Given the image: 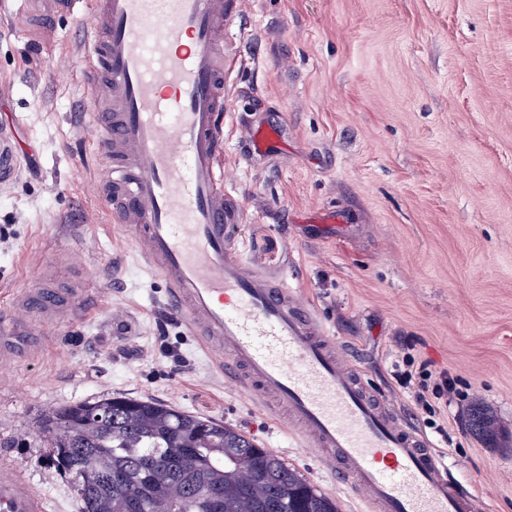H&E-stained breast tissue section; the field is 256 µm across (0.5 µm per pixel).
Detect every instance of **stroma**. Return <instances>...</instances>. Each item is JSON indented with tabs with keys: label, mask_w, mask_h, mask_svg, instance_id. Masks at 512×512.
<instances>
[{
	"label": "stroma",
	"mask_w": 512,
	"mask_h": 512,
	"mask_svg": "<svg viewBox=\"0 0 512 512\" xmlns=\"http://www.w3.org/2000/svg\"><path fill=\"white\" fill-rule=\"evenodd\" d=\"M85 18L57 15L35 51L16 0H0V304L52 267L101 297L0 376V455L51 512H80L69 478L41 463L38 425L121 394L221 421L339 512H370L297 431L225 379L113 223L84 129L95 104L82 82ZM225 49L224 186L241 213L230 248L311 304L367 389L450 458L479 512H512V0H240ZM274 120L280 141L248 155L251 129ZM69 254L80 265H65ZM116 316L131 333L113 334ZM162 326L190 369L166 358ZM402 336L418 337L416 361L460 381L445 434L393 379ZM476 409L497 442L470 433Z\"/></svg>",
	"instance_id": "1"
}]
</instances>
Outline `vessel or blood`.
I'll return each instance as SVG.
<instances>
[{
  "label": "vessel or blood",
  "instance_id": "vessel-or-blood-1",
  "mask_svg": "<svg viewBox=\"0 0 512 512\" xmlns=\"http://www.w3.org/2000/svg\"><path fill=\"white\" fill-rule=\"evenodd\" d=\"M31 27L89 8L88 132L106 160L112 220L169 288V306L226 375L337 461L371 512H478L448 461L370 398L323 324L286 284L226 247L240 214L224 201V29L233 0H21ZM87 287L26 288L0 308V370L32 357L48 326L87 312ZM0 512H48L0 459Z\"/></svg>",
  "mask_w": 512,
  "mask_h": 512
}]
</instances>
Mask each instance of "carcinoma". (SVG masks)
Listing matches in <instances>:
<instances>
[{
	"label": "carcinoma",
	"mask_w": 512,
	"mask_h": 512,
	"mask_svg": "<svg viewBox=\"0 0 512 512\" xmlns=\"http://www.w3.org/2000/svg\"><path fill=\"white\" fill-rule=\"evenodd\" d=\"M468 428L492 439V419L475 411ZM46 465L64 471L81 512H338L336 502L277 455L237 430L160 402L107 394L49 413ZM190 448L189 456H179Z\"/></svg>",
	"instance_id": "cac0c4a2"
}]
</instances>
